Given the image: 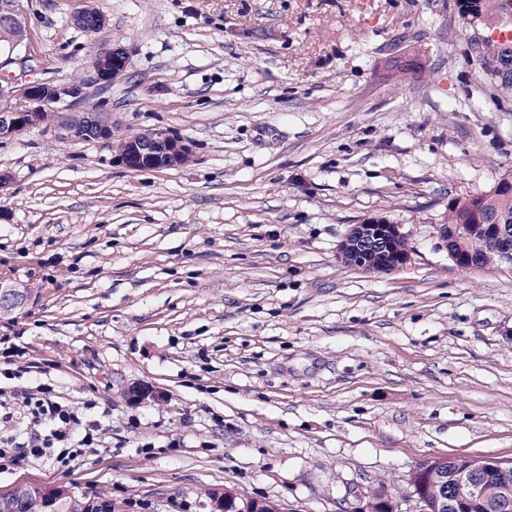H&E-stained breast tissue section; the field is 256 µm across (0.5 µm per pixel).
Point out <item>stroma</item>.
<instances>
[{"instance_id":"stroma-1","label":"stroma","mask_w":512,"mask_h":512,"mask_svg":"<svg viewBox=\"0 0 512 512\" xmlns=\"http://www.w3.org/2000/svg\"><path fill=\"white\" fill-rule=\"evenodd\" d=\"M90 7L97 36L74 26ZM13 78L84 80L119 134L163 130L185 165L131 171L39 125L0 139V400L98 404L67 467H0V493L60 487L112 512H413L406 478L446 456L512 459V265L457 269L451 200L512 170V96L467 51L455 0H19ZM133 46L125 74L90 58ZM400 224L376 274L339 242ZM165 394L131 401L129 387ZM130 58L129 49L121 44L100 50L91 64L94 82L114 81L124 75ZM405 238L400 224L383 217L368 218L350 227L338 245L336 258L369 273H391L407 263L408 255L393 252L395 243ZM29 293L26 288H18L7 279H0V312L10 313L22 307L28 300Z\"/></svg>"}]
</instances>
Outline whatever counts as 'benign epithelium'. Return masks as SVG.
<instances>
[{
    "label": "benign epithelium",
    "mask_w": 512,
    "mask_h": 512,
    "mask_svg": "<svg viewBox=\"0 0 512 512\" xmlns=\"http://www.w3.org/2000/svg\"><path fill=\"white\" fill-rule=\"evenodd\" d=\"M130 58L129 49L121 44L100 50L91 64L92 79L104 83L124 75ZM0 96L24 97L29 107L24 112L0 110V138L13 137L23 130L39 125L38 115L46 108L64 98L77 104L84 98V87L73 84L55 85L36 81L11 80L0 86ZM87 129L94 133V141L108 146L120 141V148L113 160L130 169L134 166L170 168L189 162L192 150L183 139L164 131H155L145 138L115 137L112 123L98 112H74L63 118L56 126L58 133L72 142H79V131ZM442 246L448 250V257L460 270L472 269L471 262L460 245L462 235L480 234L500 249L501 260L512 263V228L506 224H469L464 234L448 236V225L438 227ZM406 238L402 227L383 217L364 220L350 227L340 241L336 258L339 262L358 267L369 273H391L401 269L408 256H398L393 246ZM29 298L24 288H19L7 279H0V312L10 313L23 306ZM454 458L448 457L445 465L432 469L424 463L420 473L424 478L410 484L411 497L416 512H474L481 506L488 512H512V460L492 459L487 465H475L464 470L450 468ZM439 486L443 493L435 496L433 507L426 506L429 498L428 486ZM217 512H274L266 503L246 502L236 508L235 502L226 498L216 499Z\"/></svg>",
    "instance_id": "7a95c632"
}]
</instances>
